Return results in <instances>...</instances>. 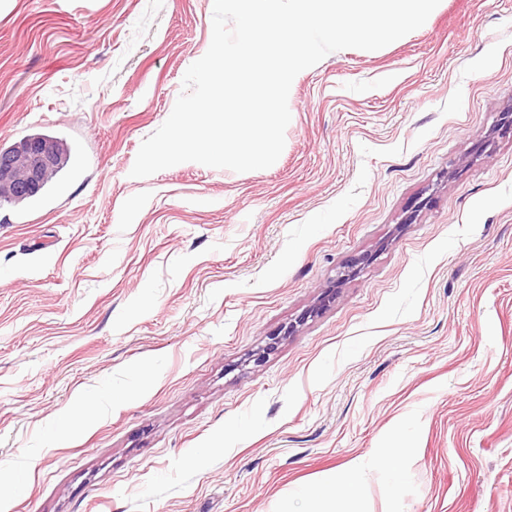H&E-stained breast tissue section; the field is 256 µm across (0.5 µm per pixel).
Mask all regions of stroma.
<instances>
[{"label":"stroma","mask_w":512,"mask_h":512,"mask_svg":"<svg viewBox=\"0 0 512 512\" xmlns=\"http://www.w3.org/2000/svg\"><path fill=\"white\" fill-rule=\"evenodd\" d=\"M212 15L0 0V149L74 155L0 207L9 512H306L354 459L362 512H512V0L300 72L269 168L133 177Z\"/></svg>","instance_id":"stroma-1"}]
</instances>
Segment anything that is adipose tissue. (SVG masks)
Returning <instances> with one entry per match:
<instances>
[{"instance_id":"1","label":"adipose tissue","mask_w":512,"mask_h":512,"mask_svg":"<svg viewBox=\"0 0 512 512\" xmlns=\"http://www.w3.org/2000/svg\"><path fill=\"white\" fill-rule=\"evenodd\" d=\"M362 489L361 464L356 461L344 471L302 488L301 494L309 504V512H357Z\"/></svg>"}]
</instances>
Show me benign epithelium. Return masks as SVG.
<instances>
[{
    "label": "benign epithelium",
    "instance_id": "obj_1",
    "mask_svg": "<svg viewBox=\"0 0 512 512\" xmlns=\"http://www.w3.org/2000/svg\"><path fill=\"white\" fill-rule=\"evenodd\" d=\"M56 162L57 146L52 138L31 140L19 148L16 155H0V185L17 196L35 194Z\"/></svg>",
    "mask_w": 512,
    "mask_h": 512
}]
</instances>
